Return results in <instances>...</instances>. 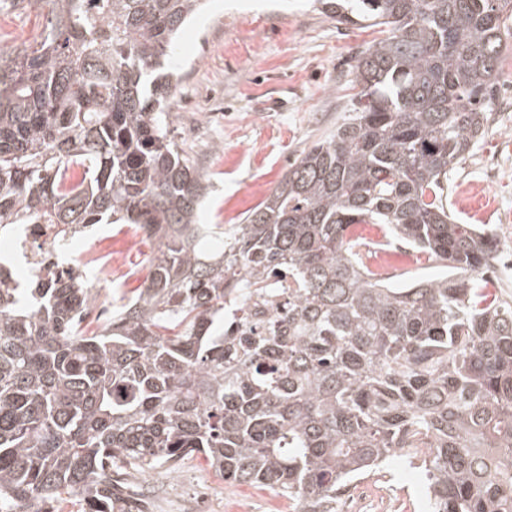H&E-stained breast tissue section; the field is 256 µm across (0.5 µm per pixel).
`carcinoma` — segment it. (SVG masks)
<instances>
[{"mask_svg":"<svg viewBox=\"0 0 512 512\" xmlns=\"http://www.w3.org/2000/svg\"><path fill=\"white\" fill-rule=\"evenodd\" d=\"M204 2L47 0L33 44L0 50V237L132 224L159 242L93 330L85 281L22 286L0 260V512H146L115 470L195 455L289 512H336L341 487L419 448L431 512H512V304L485 277L499 242L443 203L486 133L512 0H317L384 37L354 66L349 117L228 239L197 223L205 177L170 137L176 36ZM360 224L448 274L385 282Z\"/></svg>","mask_w":512,"mask_h":512,"instance_id":"cac0c4a2","label":"carcinoma"}]
</instances>
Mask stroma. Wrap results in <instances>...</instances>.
Masks as SVG:
<instances>
[{
  "label": "stroma",
  "mask_w": 512,
  "mask_h": 512,
  "mask_svg": "<svg viewBox=\"0 0 512 512\" xmlns=\"http://www.w3.org/2000/svg\"><path fill=\"white\" fill-rule=\"evenodd\" d=\"M47 13L45 0L1 8L13 25L0 32V49L12 51L9 38L17 29H42ZM380 36L376 27L337 24L312 0H209L187 22L173 59L172 130L208 179L202 223L232 234L289 164L335 130L358 91L356 60ZM444 186L449 211L463 223L489 225L501 257L512 261L511 70L500 72L485 136L449 170ZM107 233L115 266L99 293L112 305L140 287L157 244L126 224ZM381 255L392 263L395 284L445 273L396 238ZM405 466L396 460L387 475L390 501L370 491L352 512H424L413 482L399 477ZM127 481L150 499L151 512H236L242 505L249 512H288L287 498L264 487L227 484L199 457L186 459L177 474L158 467L146 476L129 473Z\"/></svg>",
  "instance_id": "obj_1"
}]
</instances>
